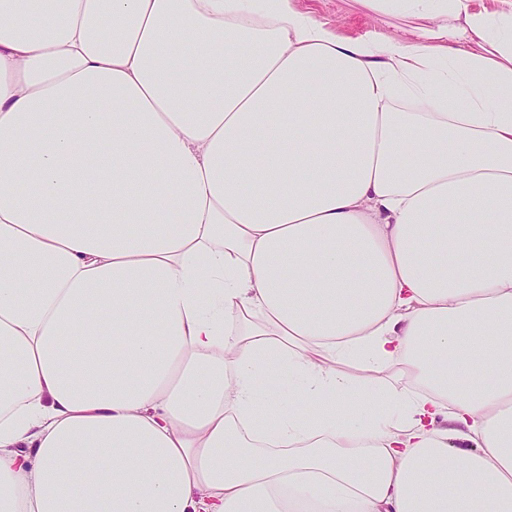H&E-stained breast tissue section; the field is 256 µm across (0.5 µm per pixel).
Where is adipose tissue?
<instances>
[{"label": "adipose tissue", "instance_id": "adipose-tissue-1", "mask_svg": "<svg viewBox=\"0 0 512 512\" xmlns=\"http://www.w3.org/2000/svg\"><path fill=\"white\" fill-rule=\"evenodd\" d=\"M359 2L0 0V512H512V0ZM294 5L345 37L415 38L413 21L365 9L354 0H294Z\"/></svg>", "mask_w": 512, "mask_h": 512}]
</instances>
